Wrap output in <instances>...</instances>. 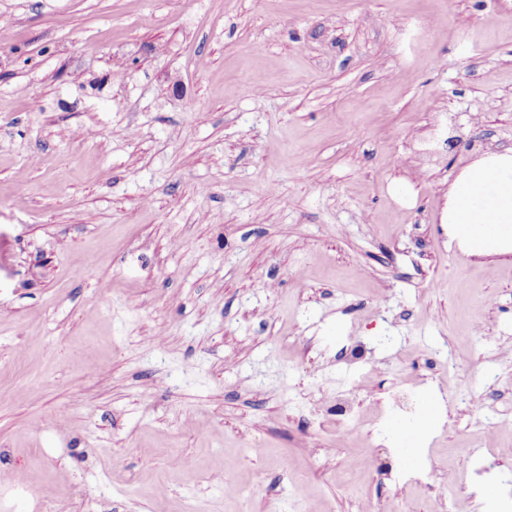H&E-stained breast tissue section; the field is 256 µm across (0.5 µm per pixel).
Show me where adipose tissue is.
Listing matches in <instances>:
<instances>
[{"label": "adipose tissue", "mask_w": 512, "mask_h": 512, "mask_svg": "<svg viewBox=\"0 0 512 512\" xmlns=\"http://www.w3.org/2000/svg\"><path fill=\"white\" fill-rule=\"evenodd\" d=\"M448 239L477 258L512 254V149L484 152L448 185Z\"/></svg>", "instance_id": "adipose-tissue-1"}]
</instances>
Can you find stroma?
Listing matches in <instances>:
<instances>
[{
	"label": "stroma",
	"mask_w": 512,
	"mask_h": 512,
	"mask_svg": "<svg viewBox=\"0 0 512 512\" xmlns=\"http://www.w3.org/2000/svg\"><path fill=\"white\" fill-rule=\"evenodd\" d=\"M1 21L0 473L40 483L0 512H485L512 481V430L487 432L512 422V256L439 218L512 148V0ZM340 396L372 461L336 442ZM429 404L412 463L393 422Z\"/></svg>",
	"instance_id": "stroma-1"
}]
</instances>
